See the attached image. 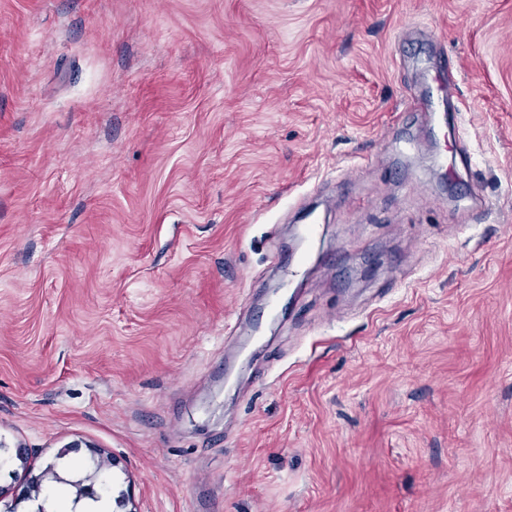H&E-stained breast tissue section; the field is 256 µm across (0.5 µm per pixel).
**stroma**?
Segmentation results:
<instances>
[{
  "label": "stroma",
  "mask_w": 512,
  "mask_h": 512,
  "mask_svg": "<svg viewBox=\"0 0 512 512\" xmlns=\"http://www.w3.org/2000/svg\"><path fill=\"white\" fill-rule=\"evenodd\" d=\"M0 445L512 512V0H0Z\"/></svg>",
  "instance_id": "stroma-1"
}]
</instances>
